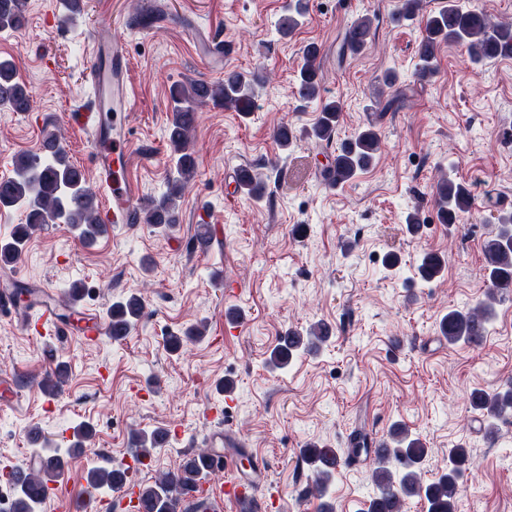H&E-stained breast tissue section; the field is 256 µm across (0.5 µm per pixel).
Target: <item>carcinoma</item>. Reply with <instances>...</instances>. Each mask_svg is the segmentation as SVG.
<instances>
[{"label":"carcinoma","instance_id":"obj_1","mask_svg":"<svg viewBox=\"0 0 512 512\" xmlns=\"http://www.w3.org/2000/svg\"><path fill=\"white\" fill-rule=\"evenodd\" d=\"M422 0H401L396 17L401 23H411L419 15ZM63 21L72 23L84 12V0H61ZM307 11L306 0H290L279 21L283 36L297 30ZM22 24L21 0H0V32L16 30ZM372 35V20L361 17L347 30L344 47L357 54L363 50ZM455 43L465 46L470 60L483 63L492 58L512 55V23H494L488 15L473 5L460 4V0H444L443 5L430 15L416 44L415 74L421 79L432 77L437 70L441 44ZM320 47L315 43L304 46L302 65L296 80V94L303 101L321 97V85L316 60ZM266 83L257 71L227 70L218 84L203 81L177 83L170 88L172 117L167 128L170 172L167 190L151 200L143 209L145 223L168 232L179 222L178 201L188 181L196 173L191 133L198 109L210 102L226 110L248 115L255 107L257 94ZM34 99L26 85L17 76L15 65L0 59V112H30ZM340 101L323 102L320 115L311 128V136L318 143L333 142L339 116ZM380 149V136L369 126L340 144L334 161L325 171V178L332 186H341L367 170ZM265 186L247 169L242 178V191L255 200L262 198ZM436 202L441 222L459 223L470 213L474 204L471 188L450 175L436 186ZM27 211V222L18 224L11 236L0 240V263L9 266L20 259L32 234L43 225L65 224L86 246H92L107 234V225L100 223L97 196L89 186L85 173L70 162L56 135L45 133L41 153L22 152L14 157L13 176L0 180V214L18 207ZM495 231L482 244L489 287L485 297L467 309H451L438 323L440 336L448 344L459 342L479 344L486 334V326L494 314V304L512 299V213L494 217ZM212 235L200 226L191 238L188 252L209 247ZM445 260L428 251L422 254L416 275L424 282L435 280L443 271ZM145 315L141 297L130 294L113 301L105 311L106 322L124 331H131ZM330 337L329 325L318 322L306 333L289 329L279 338L269 354V363L285 368L303 353L319 350ZM67 370L58 363L46 373L42 383L45 392H56L65 382ZM474 409L482 412L485 433L495 440L500 421L512 419V380L488 392L475 388L470 393ZM94 429L81 425L74 434L70 454L81 451L84 443L93 436ZM368 442L365 435L350 439V448L337 449L328 445L309 443L300 450L301 461L313 466V489L320 490L333 478L338 468L337 458L347 453V463H352ZM164 443L162 431H140L132 440L133 455L141 461L152 458ZM380 452L375 458L377 467L372 481L377 492L369 500L366 512H403L405 499L417 497L427 504V512H457L461 495L459 477L467 461L468 451L461 443L448 451V468L437 480L426 483L421 478V466L427 456L425 443L408 433L400 424L394 425L388 439L379 443ZM208 453L189 454L175 472H165L151 485L140 487V496L148 512H198L201 503L187 504L185 498L199 491L200 482L210 474L206 466ZM55 478L54 470L47 468L43 474H27L13 483L16 490L12 512H37L44 501L46 483ZM127 480L123 465H105L91 468L88 485L94 489L108 487L114 491Z\"/></svg>","mask_w":512,"mask_h":512}]
</instances>
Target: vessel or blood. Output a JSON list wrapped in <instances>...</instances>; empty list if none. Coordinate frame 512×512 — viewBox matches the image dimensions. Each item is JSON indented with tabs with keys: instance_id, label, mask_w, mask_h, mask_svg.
Here are the masks:
<instances>
[{
	"instance_id": "obj_1",
	"label": "vessel or blood",
	"mask_w": 512,
	"mask_h": 512,
	"mask_svg": "<svg viewBox=\"0 0 512 512\" xmlns=\"http://www.w3.org/2000/svg\"><path fill=\"white\" fill-rule=\"evenodd\" d=\"M93 67V87L98 94L86 111L72 114V121L90 134L91 164L101 189L110 197L101 212L106 224H137L141 221L142 204L128 176L129 120L134 96L127 81L130 56L126 40L99 34L89 49ZM0 311L21 321L29 335L46 334L59 337L77 336L85 344H98L111 336L110 327L94 314L84 313L81 322L62 317L56 303L41 305L38 319L26 318L17 304L13 288L0 289ZM214 470L224 479L212 494L203 497L205 512H223L225 503H232L235 512H253L257 492L264 482L260 465L246 466L227 460L223 451L240 447V440L231 431L208 435Z\"/></svg>"
}]
</instances>
